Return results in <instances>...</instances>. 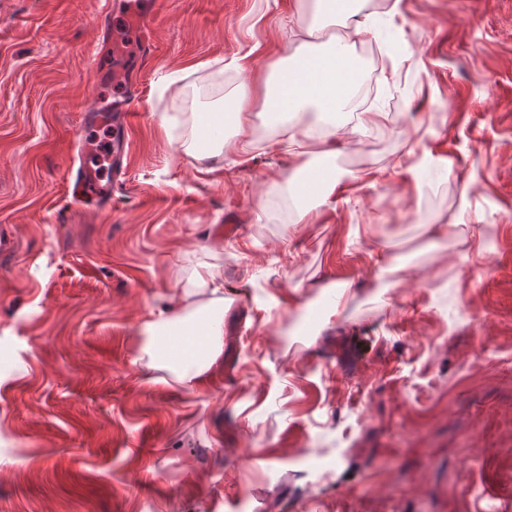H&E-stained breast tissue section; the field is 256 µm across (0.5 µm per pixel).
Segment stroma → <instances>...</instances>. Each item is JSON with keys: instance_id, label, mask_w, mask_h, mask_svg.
I'll list each match as a JSON object with an SVG mask.
<instances>
[{"instance_id": "35a3bbf8", "label": "stroma", "mask_w": 512, "mask_h": 512, "mask_svg": "<svg viewBox=\"0 0 512 512\" xmlns=\"http://www.w3.org/2000/svg\"><path fill=\"white\" fill-rule=\"evenodd\" d=\"M134 10L0 0V512H512V0H369L353 50L399 42L382 124L337 140L334 201L285 220L287 127L200 161L177 109L194 93L232 135L202 82L260 88L306 0ZM134 87L112 207H81L83 116ZM455 222L491 246L431 237ZM376 242L401 265L385 293ZM206 263L223 352L188 390L148 368L141 326L176 292L193 309ZM222 277L218 266L207 264L195 272L194 281L198 288H205L206 291L215 295L224 287Z\"/></svg>"}]
</instances>
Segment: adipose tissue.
Instances as JSON below:
<instances>
[{
	"label": "adipose tissue",
	"mask_w": 512,
	"mask_h": 512,
	"mask_svg": "<svg viewBox=\"0 0 512 512\" xmlns=\"http://www.w3.org/2000/svg\"><path fill=\"white\" fill-rule=\"evenodd\" d=\"M362 6L363 0H313L315 23L307 29L306 40L272 63V77L261 87L262 110L270 117L295 118L313 110L331 122L330 130L322 135L323 151L314 153L312 164L305 167L309 180L291 186L293 196L301 202L324 204L335 196L338 181L330 159L336 154L338 133L354 139L381 123L380 113L358 109L354 103L359 70L347 39L337 38L322 46L311 41L325 22L348 21L360 13ZM252 104V89L245 84L224 101L234 133L220 142L237 155L248 153L254 146ZM187 334L206 341L203 352L176 360L179 381L191 386L221 354L223 320L211 310L205 311L200 323L188 328Z\"/></svg>",
	"instance_id": "obj_1"
}]
</instances>
